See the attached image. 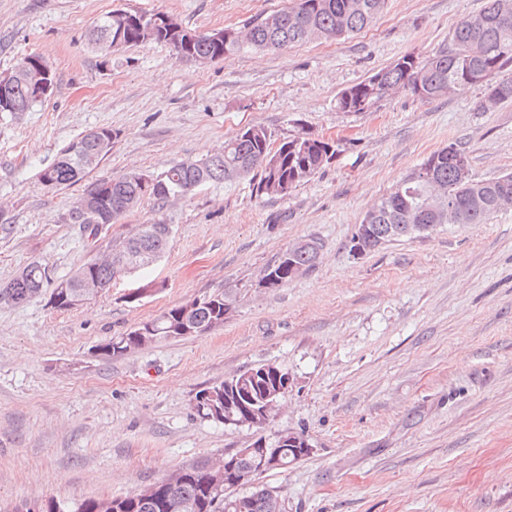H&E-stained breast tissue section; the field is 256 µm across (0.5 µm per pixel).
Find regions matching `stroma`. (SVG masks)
Wrapping results in <instances>:
<instances>
[{
	"label": "stroma",
	"instance_id": "obj_1",
	"mask_svg": "<svg viewBox=\"0 0 512 512\" xmlns=\"http://www.w3.org/2000/svg\"><path fill=\"white\" fill-rule=\"evenodd\" d=\"M485 2L387 0L354 37L199 65L160 43L104 57L88 30L115 9L242 30L293 0H0V73L30 53L56 73L30 112H0V285L34 260L71 275L99 250L63 221L82 185L40 181L91 129L116 134L101 176L159 175L253 125L275 146L302 131L339 145L284 198L261 196L251 174L161 207L143 199L110 233L162 221L165 254L78 308L56 310L44 294L0 304V512L124 496L288 430L313 453L260 478L286 512H512V208L350 250L366 211L437 150L464 149L478 180L512 172V101L484 104L471 87L429 101L400 90L361 114L336 106L403 55L450 44ZM311 237L322 244L313 270L259 287L268 265ZM147 284L150 295L128 299ZM218 290L232 299L223 324L99 356L100 344ZM264 362L293 379L264 429L195 414L197 391Z\"/></svg>",
	"mask_w": 512,
	"mask_h": 512
}]
</instances>
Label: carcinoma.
Here are the masks:
<instances>
[{"mask_svg": "<svg viewBox=\"0 0 512 512\" xmlns=\"http://www.w3.org/2000/svg\"><path fill=\"white\" fill-rule=\"evenodd\" d=\"M386 0H295V5L260 19L252 24L242 39H224L215 42L208 33H193L177 18L166 13L148 16L146 23H127L118 46L136 47L152 43L171 46L182 59L192 62L213 61L244 46L267 50H283L311 40V34L320 33L326 40H340L370 27L383 12ZM482 23L472 25L463 19L454 30L451 47H440L425 56L406 54L401 62L387 66L365 80L344 89L337 98V107L343 112H369L390 93L403 89L422 100H434L470 87H479L484 99L491 105L512 100V0H486L479 13ZM11 111L25 113L39 102L22 76H17L9 90ZM261 136L242 132L224 145V150L200 160L171 164L163 171L161 182L151 183L144 174L128 172L116 176L99 177L88 182L83 193L74 202L65 217V223L76 224L81 232L97 239L108 233V225L128 211L131 202L144 197L164 205L171 198L183 197L196 188L214 182L231 181L261 171L258 190L268 196H281L277 186L286 182L290 189L309 181L335 157L336 144L325 142L309 132H301L285 140L278 148L270 147V139L263 127ZM112 129L99 127L92 134H83L70 142L52 163L40 172L44 186L58 189L82 181L92 169L81 164L77 152L106 157L112 152ZM465 150L445 147L428 156L418 171L399 183L387 196L374 205L372 212L373 239L364 242L368 252L381 244L403 237L398 225L406 223L405 214L418 208L419 223H434L430 211L422 204L433 187L448 191L452 210L450 224H485L498 211V201L512 194V173L492 180L462 181L457 175V160L466 159ZM480 196L485 201L482 210L471 209L470 201ZM89 202L102 217L106 228L91 225L84 202ZM169 241V226L155 222L142 224L137 232L103 252L65 278L53 279L49 266L32 261L5 285L0 286V297L7 296L25 303L45 292L50 297L60 295L58 286L67 283L77 289L80 276L95 277L102 290L112 287V280L123 274L125 264L142 250L164 255ZM321 243L307 238L304 245L292 252H283L277 261L265 269L266 287L278 288L292 276L288 263L311 270L317 263ZM205 306L185 312V304L172 307L139 329H134L101 346L100 354L112 358L136 349L138 330L152 327L155 341L183 336L184 326L200 327L208 331L222 323L221 315L230 311L231 302L223 292L203 297ZM273 387V379L257 376L242 397L249 405ZM193 409L207 419L211 406H224V384L198 391ZM152 495L140 491L125 496L88 499L65 511L53 500L40 502V512H225L224 491L211 485L207 462L189 465L174 471L168 477L153 483ZM237 507L230 512H271L268 500L273 490L256 486L242 492L232 490Z\"/></svg>", "mask_w": 512, "mask_h": 512, "instance_id": "obj_1", "label": "carcinoma"}]
</instances>
